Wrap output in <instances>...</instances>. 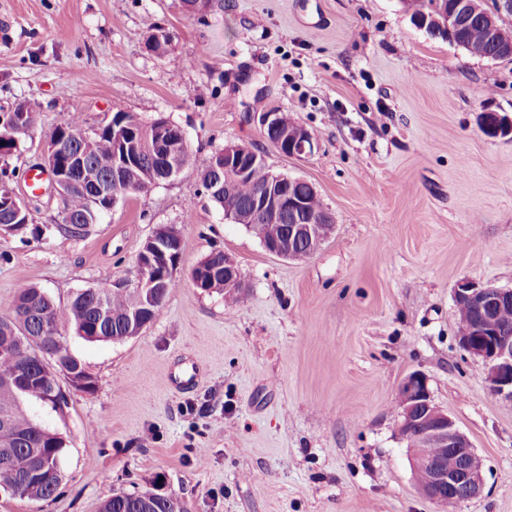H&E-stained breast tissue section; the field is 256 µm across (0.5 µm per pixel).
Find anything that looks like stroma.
<instances>
[{
  "label": "stroma",
  "mask_w": 512,
  "mask_h": 512,
  "mask_svg": "<svg viewBox=\"0 0 512 512\" xmlns=\"http://www.w3.org/2000/svg\"><path fill=\"white\" fill-rule=\"evenodd\" d=\"M169 33L163 55L149 27ZM37 125L8 160L34 223L56 219L44 168L54 131L81 110L181 128L190 154L245 144L268 169L312 184L334 230L304 260L270 254L228 222L194 167L130 195L81 238L0 231V317L21 288L64 303L133 270L173 225L181 259L163 314L121 343L66 331L93 391L60 386L62 409L29 401L65 440L57 497L0 490V512H98L116 491L158 487L183 512H439L416 486L397 388L427 382L484 462L485 488L453 512H512V401L493 395L457 339L460 280L512 289V60L472 55L417 27L399 0H0V113ZM386 118H378V110ZM282 112L313 137L288 157L261 131ZM236 261L238 306L191 282L210 252ZM194 365L186 387L169 374Z\"/></svg>",
  "instance_id": "1"
}]
</instances>
